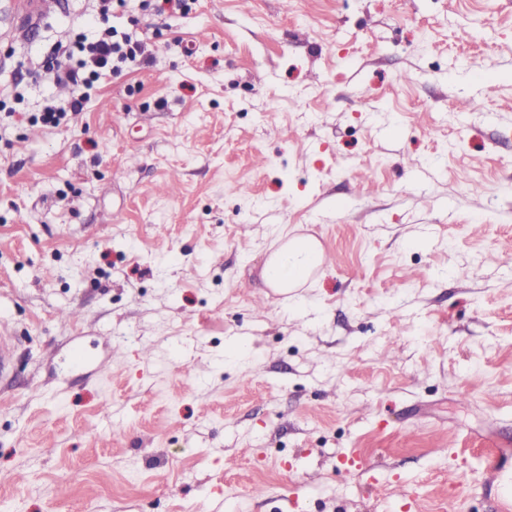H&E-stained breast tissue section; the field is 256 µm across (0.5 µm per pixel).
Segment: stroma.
Listing matches in <instances>:
<instances>
[{
    "label": "stroma",
    "mask_w": 512,
    "mask_h": 512,
    "mask_svg": "<svg viewBox=\"0 0 512 512\" xmlns=\"http://www.w3.org/2000/svg\"><path fill=\"white\" fill-rule=\"evenodd\" d=\"M52 2L0 0V512H486L512 0ZM108 25L151 59L35 122L57 44ZM285 234L325 259L279 292Z\"/></svg>",
    "instance_id": "35a3bbf8"
}]
</instances>
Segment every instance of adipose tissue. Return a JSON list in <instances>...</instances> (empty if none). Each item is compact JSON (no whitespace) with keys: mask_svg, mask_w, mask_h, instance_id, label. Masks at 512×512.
I'll return each mask as SVG.
<instances>
[{"mask_svg":"<svg viewBox=\"0 0 512 512\" xmlns=\"http://www.w3.org/2000/svg\"><path fill=\"white\" fill-rule=\"evenodd\" d=\"M321 248L310 237H293L268 258L262 277L271 288H295L307 282L312 268L319 264Z\"/></svg>","mask_w":512,"mask_h":512,"instance_id":"obj_1","label":"adipose tissue"}]
</instances>
